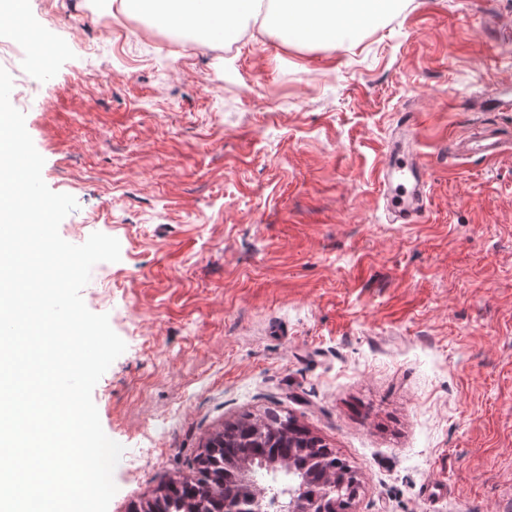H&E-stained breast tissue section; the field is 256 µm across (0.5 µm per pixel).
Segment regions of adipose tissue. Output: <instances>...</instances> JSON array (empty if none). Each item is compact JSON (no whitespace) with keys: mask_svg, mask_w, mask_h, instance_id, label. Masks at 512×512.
<instances>
[{"mask_svg":"<svg viewBox=\"0 0 512 512\" xmlns=\"http://www.w3.org/2000/svg\"><path fill=\"white\" fill-rule=\"evenodd\" d=\"M390 0H289L270 26L279 42L317 36L332 43L356 42L378 21ZM260 0H120L121 12L149 19L162 29L192 28L202 41L222 39L259 13Z\"/></svg>","mask_w":512,"mask_h":512,"instance_id":"ef3b65f1","label":"adipose tissue"}]
</instances>
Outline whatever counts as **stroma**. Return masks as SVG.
Listing matches in <instances>:
<instances>
[{"mask_svg":"<svg viewBox=\"0 0 512 512\" xmlns=\"http://www.w3.org/2000/svg\"><path fill=\"white\" fill-rule=\"evenodd\" d=\"M27 27L50 63L0 68L45 184L78 202L59 233L121 248L81 292L126 344L93 390L138 457L108 512L268 410L347 459V512H512V153H455L487 127L512 142V0H394L351 46L251 21L147 45L115 0H28ZM406 123L420 224L376 179Z\"/></svg>","mask_w":512,"mask_h":512,"instance_id":"35a3bbf8","label":"stroma"}]
</instances>
